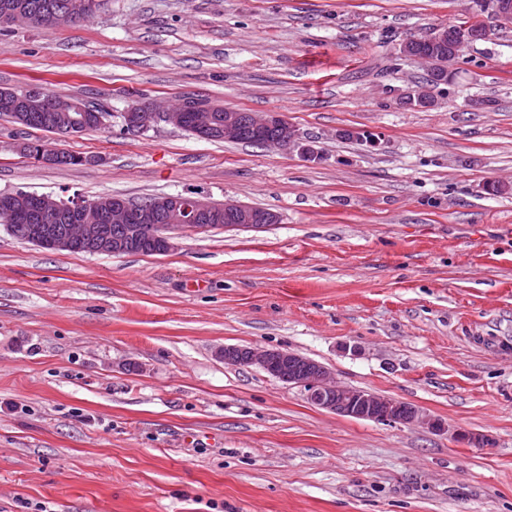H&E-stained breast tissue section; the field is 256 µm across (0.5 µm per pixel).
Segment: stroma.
<instances>
[{"label":"stroma","mask_w":512,"mask_h":512,"mask_svg":"<svg viewBox=\"0 0 512 512\" xmlns=\"http://www.w3.org/2000/svg\"><path fill=\"white\" fill-rule=\"evenodd\" d=\"M472 14L98 0L76 23L0 25V88L107 112L65 137L0 117V192L279 217L181 231L160 255L48 250L0 224V512H512V23L465 49L430 108L405 104L426 68L399 53ZM185 99L281 113L319 156L123 127L134 101ZM29 140L87 162L30 159ZM227 346L312 359L444 428L328 412L224 363Z\"/></svg>","instance_id":"1"}]
</instances>
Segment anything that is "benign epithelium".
<instances>
[{"label":"benign epithelium","mask_w":512,"mask_h":512,"mask_svg":"<svg viewBox=\"0 0 512 512\" xmlns=\"http://www.w3.org/2000/svg\"><path fill=\"white\" fill-rule=\"evenodd\" d=\"M32 107L40 112H55L58 103L49 96L25 100L20 111L15 113L14 122L24 124L27 112ZM199 107L203 111L195 114V135L225 142H236L244 137L245 128L238 109L222 107L224 118L221 119L210 112L214 105L202 102ZM188 110L189 104L185 101L167 110H161L150 103L140 112L122 113L123 125L125 130L132 133H143L159 122L182 130L185 128L184 112ZM249 128L255 132L276 130V136L266 141L268 147L293 149L309 159L317 157L315 149L303 144L295 127L279 112L250 113ZM61 213L62 204L56 198L49 195L36 196L28 212L29 241L54 250L72 252L80 246L89 254L114 255L123 251L124 243L112 237L110 227L113 224H129L132 232H144L159 240L162 252L167 253L176 246L173 236L176 231H248L263 229L278 222L275 213L261 212L248 204L226 201L217 205L202 197L182 195L158 198L153 205L147 207L119 196L112 197L111 201L104 204L78 201L70 207L69 224L58 227L50 223V219ZM221 213L224 214V223H209V220ZM274 354L273 350L251 349L248 364L268 371ZM298 366L307 368V374L302 378L294 375ZM273 377L303 388L310 402L341 416L402 425L422 423L433 429H441V424L431 421L415 406L336 383L331 380L326 367L298 354H281L280 368L273 373Z\"/></svg>","instance_id":"7a95c632"}]
</instances>
